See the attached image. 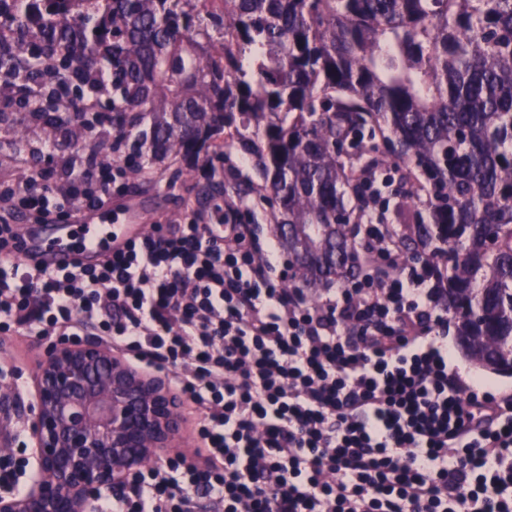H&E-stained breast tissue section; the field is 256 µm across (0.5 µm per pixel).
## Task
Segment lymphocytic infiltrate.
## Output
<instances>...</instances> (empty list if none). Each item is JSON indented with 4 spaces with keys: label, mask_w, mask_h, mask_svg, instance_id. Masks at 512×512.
<instances>
[{
    "label": "lymphocytic infiltrate",
    "mask_w": 512,
    "mask_h": 512,
    "mask_svg": "<svg viewBox=\"0 0 512 512\" xmlns=\"http://www.w3.org/2000/svg\"><path fill=\"white\" fill-rule=\"evenodd\" d=\"M53 165L0 186L43 220L93 210L144 158L45 143ZM202 219L134 237L100 263L49 271L0 224V333L95 332L170 373L196 412L195 453L146 466L93 512H512V390L465 380L423 259L362 224V273L311 299L285 285L277 242Z\"/></svg>",
    "instance_id": "obj_1"
}]
</instances>
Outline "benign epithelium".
<instances>
[{
	"mask_svg": "<svg viewBox=\"0 0 512 512\" xmlns=\"http://www.w3.org/2000/svg\"><path fill=\"white\" fill-rule=\"evenodd\" d=\"M34 401L16 417L37 478L0 512H92L151 461L178 447L181 398L165 377L131 365L93 337L52 344L33 377Z\"/></svg>",
	"mask_w": 512,
	"mask_h": 512,
	"instance_id": "1",
	"label": "benign epithelium"
}]
</instances>
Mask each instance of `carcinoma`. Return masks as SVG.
I'll return each mask as SVG.
<instances>
[{
  "mask_svg": "<svg viewBox=\"0 0 512 512\" xmlns=\"http://www.w3.org/2000/svg\"><path fill=\"white\" fill-rule=\"evenodd\" d=\"M0 0V94L107 63L95 121L148 161L228 148L309 290L360 275L366 203L434 262L457 347L512 363V0ZM80 103L46 122L83 143ZM367 136L371 145L360 143Z\"/></svg>",
  "mask_w": 512,
  "mask_h": 512,
  "instance_id": "cac0c4a2",
  "label": "carcinoma"
}]
</instances>
